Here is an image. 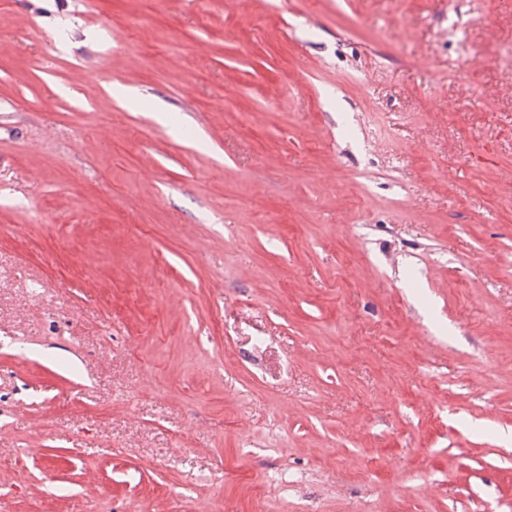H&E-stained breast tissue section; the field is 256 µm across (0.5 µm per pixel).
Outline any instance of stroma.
I'll return each mask as SVG.
<instances>
[{"label":"stroma","instance_id":"obj_1","mask_svg":"<svg viewBox=\"0 0 512 512\" xmlns=\"http://www.w3.org/2000/svg\"><path fill=\"white\" fill-rule=\"evenodd\" d=\"M0 512H512V0H0Z\"/></svg>","mask_w":512,"mask_h":512}]
</instances>
